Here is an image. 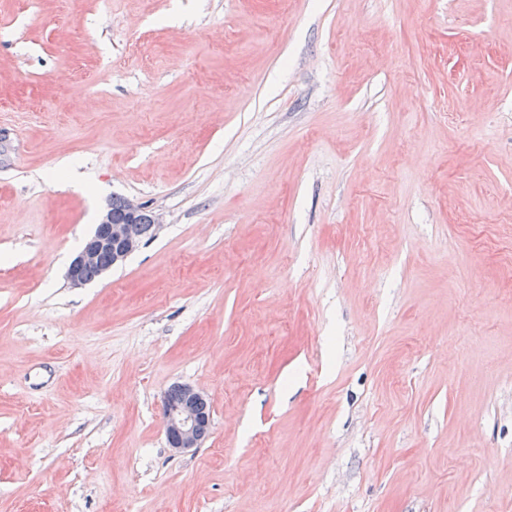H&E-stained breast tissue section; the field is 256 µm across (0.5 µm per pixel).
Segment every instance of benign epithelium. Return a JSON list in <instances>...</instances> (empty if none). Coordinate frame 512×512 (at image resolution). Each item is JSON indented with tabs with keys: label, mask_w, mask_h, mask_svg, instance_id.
<instances>
[{
	"label": "benign epithelium",
	"mask_w": 512,
	"mask_h": 512,
	"mask_svg": "<svg viewBox=\"0 0 512 512\" xmlns=\"http://www.w3.org/2000/svg\"><path fill=\"white\" fill-rule=\"evenodd\" d=\"M125 217L116 221L108 210L96 225L93 233L70 263L67 279L75 288L89 284L84 271L98 267L99 274L109 271L100 267V257L107 252L112 257L111 266L122 265L133 253L146 245L138 224L143 207L124 199ZM182 396L178 404L168 403L164 408L165 434L168 446L175 453H186L199 447L209 433L211 415L206 413V396L187 384L175 385Z\"/></svg>",
	"instance_id": "7a95c632"
}]
</instances>
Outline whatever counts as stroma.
<instances>
[{
    "label": "stroma",
    "mask_w": 512,
    "mask_h": 512,
    "mask_svg": "<svg viewBox=\"0 0 512 512\" xmlns=\"http://www.w3.org/2000/svg\"><path fill=\"white\" fill-rule=\"evenodd\" d=\"M0 143V512H512V0H0ZM124 207V219L114 220L113 217L116 219L123 217ZM142 211L143 207L130 199L124 198V204L122 198L112 199V211L109 208L104 213L93 233L70 263L67 279L72 287L80 288L90 283L83 274L86 269L88 270L85 276L88 279L96 278L97 270L93 267L100 268V276L110 270V267H100L102 253L107 252L111 255V266L114 268L122 265L133 253L146 245L143 234L148 241L152 239L151 224H153V235H157L162 223L161 217L154 212L150 215L144 211L143 224H141ZM174 387L181 393L172 389L168 393L171 403L164 408L166 440L173 452L186 453L198 448L207 437L211 414L206 413L208 400L202 392L187 384Z\"/></svg>",
    "instance_id": "obj_1"
}]
</instances>
